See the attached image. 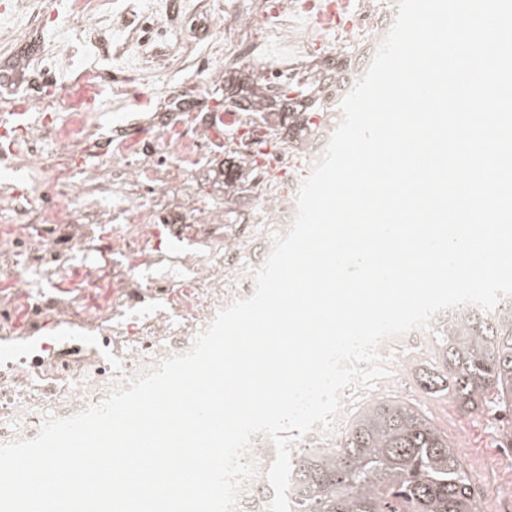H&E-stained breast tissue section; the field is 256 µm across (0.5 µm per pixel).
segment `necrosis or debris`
<instances>
[{
  "label": "necrosis or debris",
  "instance_id": "1",
  "mask_svg": "<svg viewBox=\"0 0 512 512\" xmlns=\"http://www.w3.org/2000/svg\"><path fill=\"white\" fill-rule=\"evenodd\" d=\"M39 25L51 49L48 83L0 95V169H27L24 188H0V444L32 439L43 413L67 417L100 403L118 375L134 376L188 351L217 312L253 294L249 275L286 232L296 199L274 178L310 170L341 119H320L318 140L289 153L276 113L184 109L183 91L142 95L157 64L192 56L187 35L218 25L215 76L261 64L268 98L307 86L330 22L320 0H63ZM112 73L73 69L92 30H123ZM129 113L92 135L105 104ZM38 125L14 129L29 111ZM118 195L119 204L101 200ZM123 370L115 372L110 360Z\"/></svg>",
  "mask_w": 512,
  "mask_h": 512
}]
</instances>
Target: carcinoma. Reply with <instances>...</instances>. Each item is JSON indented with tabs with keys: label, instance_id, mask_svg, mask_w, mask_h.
Wrapping results in <instances>:
<instances>
[{
	"label": "carcinoma",
	"instance_id": "carcinoma-1",
	"mask_svg": "<svg viewBox=\"0 0 512 512\" xmlns=\"http://www.w3.org/2000/svg\"><path fill=\"white\" fill-rule=\"evenodd\" d=\"M234 99L241 109L259 102L258 83L237 77ZM298 100L283 88L270 109L288 126L319 131L305 90ZM437 355L419 372L418 386L472 409L489 392L512 403V297L491 312L465 306L434 319L429 331ZM289 493L294 512H472L469 480L458 452L413 405L374 399L353 415L336 447L305 450L291 464ZM274 490L266 479L244 494L242 512H263Z\"/></svg>",
	"mask_w": 512,
	"mask_h": 512
}]
</instances>
